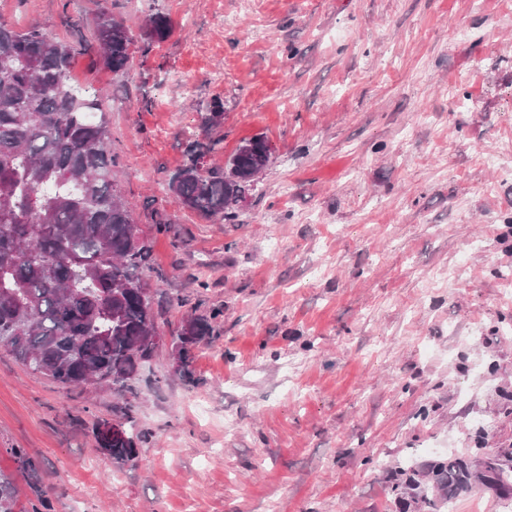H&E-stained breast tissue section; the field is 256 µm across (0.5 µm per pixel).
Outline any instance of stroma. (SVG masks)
Instances as JSON below:
<instances>
[{
  "mask_svg": "<svg viewBox=\"0 0 512 512\" xmlns=\"http://www.w3.org/2000/svg\"><path fill=\"white\" fill-rule=\"evenodd\" d=\"M100 0H0V18L93 41ZM134 37L104 103L112 179L152 245L164 341L122 394L64 388L0 349V471L16 512H423L386 476L512 451V8L498 0H109ZM173 31L149 42L145 20ZM224 104L223 123L200 114ZM272 162L237 223L168 188L188 139ZM213 316L175 373L171 342ZM146 438L116 468L97 421ZM36 462L20 470L12 454ZM212 319H214L213 316L198 315L186 321L191 337L185 342L188 346L185 347L184 345L183 350L179 354V366L176 369L183 378L190 379L192 376V354L190 355V352L192 348L197 347L202 341L211 336L213 332Z\"/></svg>",
  "mask_w": 512,
  "mask_h": 512,
  "instance_id": "1",
  "label": "stroma"
}]
</instances>
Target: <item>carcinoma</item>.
<instances>
[{"label": "carcinoma", "mask_w": 512, "mask_h": 512, "mask_svg": "<svg viewBox=\"0 0 512 512\" xmlns=\"http://www.w3.org/2000/svg\"><path fill=\"white\" fill-rule=\"evenodd\" d=\"M95 42L71 44L45 36L38 25L25 30L0 18V349L30 371L66 386L91 382L126 386L157 344L141 268L150 254L139 241L130 207L112 181L108 131L98 99L72 85L70 61L89 51L120 73L127 69L133 36L102 0ZM148 36L163 40L171 21L162 13L147 19ZM223 103L201 115L202 130L221 124ZM230 157L224 168L200 165L212 145L188 140L186 162L172 176L174 202L215 222H233L232 197L255 190L254 171L270 161L261 135ZM210 316L186 321L190 338L177 372L192 376V348L211 336ZM96 424L98 448L117 466L138 456L140 437L119 436ZM391 491H415L429 512L474 485L512 497V470L487 458L480 470L459 456H437L407 471L399 469ZM14 478L0 472V512H14Z\"/></svg>", "instance_id": "obj_1"}]
</instances>
